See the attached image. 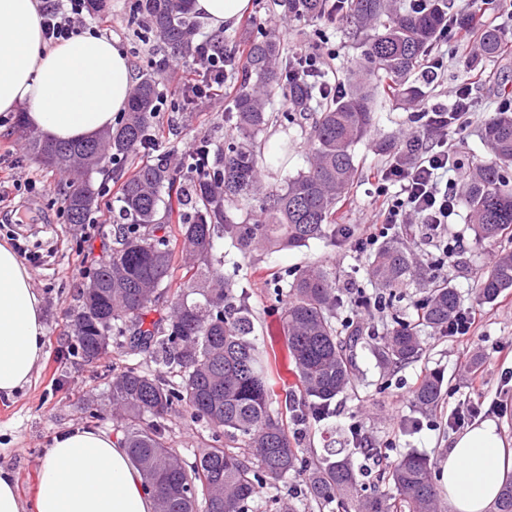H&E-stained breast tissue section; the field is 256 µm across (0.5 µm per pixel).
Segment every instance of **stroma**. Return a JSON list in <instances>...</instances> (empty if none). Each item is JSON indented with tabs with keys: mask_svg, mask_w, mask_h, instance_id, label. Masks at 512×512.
I'll list each match as a JSON object with an SVG mask.
<instances>
[{
	"mask_svg": "<svg viewBox=\"0 0 512 512\" xmlns=\"http://www.w3.org/2000/svg\"><path fill=\"white\" fill-rule=\"evenodd\" d=\"M135 6L136 0H103L102 8L88 17L87 28L120 42L133 78L146 73L158 76L165 100L156 115L153 148L140 152V159L168 154L181 160L184 144L193 138L223 145L225 135L232 130L226 119L232 107L230 97L219 91L211 100L182 106L181 89L189 70L160 71L156 39H145L132 22ZM471 11L482 13L486 25L506 32L505 54L498 61L485 62L471 57L466 42L453 37L438 40L433 55L441 60L442 68L437 80L426 87L427 98L447 105L457 90L468 89L478 109L471 123L448 127V145L458 160L449 177L458 184L464 183L473 167L494 162L482 138L484 121L500 108L499 87L504 85L512 91V0H448L449 14ZM249 14V19L225 29L226 46L240 47L245 33L260 37L273 31L279 34L285 53L304 47L326 55L329 76L337 84L347 85L361 54L359 40L349 27L323 20L290 19L274 0H252ZM375 112L374 127L355 148L359 165L356 182L336 208L340 224H372L376 212L372 184L377 171L389 164L380 144L390 138L406 139L417 129L413 110L402 109L396 98L379 96ZM308 133V128L296 125L285 129L275 123L268 128V138L288 139V160L282 175L308 167ZM64 183L62 173L46 169L31 156L24 135L15 126L14 113L0 112V241H19L31 254L27 267L32 285L43 299L45 324V355L38 371L16 395L0 396V470L13 477L24 500L32 497L40 462L59 434L81 428L119 435L108 400L111 372L126 368L158 374L165 371L150 352L130 351L117 337L112 338L107 354L94 363L73 354L76 339L69 320L79 309L87 271L112 243L114 226L107 205L115 201L118 186L106 182V206L93 214L95 229L89 232L67 222L61 194ZM15 209L30 215L31 223H10ZM411 230L417 260L430 274L447 279L457 289L462 307L476 313L477 325L464 337L422 329L423 355L419 361L394 370L379 368L372 352L378 336L394 319L417 318L416 306L425 290L416 282L398 289L373 319L361 322L363 338L356 349L354 388L336 398L328 417L296 422L299 383L292 374L283 375L275 384L274 408L307 462L320 460L328 443L344 445L356 428L384 461L416 452L430 459L433 474H440L448 446L456 436L448 426V416L465 400L478 405L480 419L494 420L506 442L512 443V290L492 303L481 302L476 293L480 273L501 250L512 246V241L476 242L461 207L449 218L442 243L423 240L420 225H412ZM446 246L453 249L452 258H445L442 249ZM313 262L329 265L336 274L337 323H345L352 316L354 288L364 289L366 296H377L368 254L355 252L343 240H316L303 248L272 253L243 268L250 282L248 303L257 326L273 324L278 317L271 280ZM435 371L443 377V397L437 413L429 415L416 408L413 391L424 373ZM165 427L171 448L183 456H192L210 443L205 423L190 421L181 413L169 415ZM293 485L289 479L257 487L250 512H282L288 503L295 512H341L334 506L321 509L314 501L291 498Z\"/></svg>",
	"mask_w": 512,
	"mask_h": 512,
	"instance_id": "1",
	"label": "stroma"
}]
</instances>
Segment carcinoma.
Listing matches in <instances>:
<instances>
[{
	"mask_svg": "<svg viewBox=\"0 0 512 512\" xmlns=\"http://www.w3.org/2000/svg\"><path fill=\"white\" fill-rule=\"evenodd\" d=\"M296 20L328 18L361 35L362 62L358 80L343 94L325 93L322 79L284 81L298 68L283 55L279 36L268 32L246 44L232 99L231 141L209 152V177L190 185L171 168L165 155L127 169L154 135L161 98L160 82L144 75L134 86L128 111L116 126L78 143L54 142L35 130L26 131L30 151L49 169L67 175L63 187L66 219L88 224L99 207L95 176L122 181L113 246L87 274L81 305L69 321L76 352L87 362L105 354L100 341L124 338L130 348L153 349L163 365L178 373L173 385L159 374L135 368L114 372L109 383L112 413L120 420L123 446L144 484L156 492V512H247L256 485L302 474L304 495L321 504L354 503L355 512H398L396 501L381 493L359 496V475L350 456L328 457L310 466L294 447L288 428L272 411L273 364L282 363L303 391L306 417L330 413L333 400L353 387L356 348L362 330L342 335L336 327V275L318 263L274 279L281 304L276 325L265 328L266 342L253 338L255 323L246 305V284L224 276V252L216 238L227 240L242 264L260 254L300 248L314 240L336 238V204L352 187L356 145L371 130L373 102L389 89L413 104L425 96L416 74L430 57L439 31L448 21L442 0L422 10L400 0H277ZM141 29L155 34L175 55L193 54L198 24L190 0H137ZM478 50L493 58L503 51L499 32L481 29ZM279 94L287 117L298 124L318 107L309 132L312 160L307 170L261 191L262 168L282 162L288 144L258 145L272 115L271 98ZM483 137L497 161L479 165L463 185L461 202L480 241L512 235V189L506 173L512 166V112H494L485 121ZM393 163L409 158L406 145L385 143ZM255 201L264 221L250 224L236 215L239 205ZM180 227L181 251L192 266L188 279L170 299L164 318L147 321L168 292L172 262L168 225ZM378 287L403 288L423 278L413 254L397 240L378 248L370 258ZM479 297L494 301L512 289V250H503L477 282ZM415 323L401 322L374 346L377 363L398 368L423 353L419 328L448 329L460 307L457 290L446 280L431 278ZM282 344L269 359L266 347ZM443 379L426 375L414 394L423 413L435 411ZM180 411L204 422L213 444L184 459L167 444L163 419ZM382 478L391 484L408 512H440L441 491L432 478L430 460L407 453L393 461ZM494 512H512V480L502 483Z\"/></svg>",
	"mask_w": 512,
	"mask_h": 512,
	"instance_id": "cac0c4a2",
	"label": "carcinoma"
}]
</instances>
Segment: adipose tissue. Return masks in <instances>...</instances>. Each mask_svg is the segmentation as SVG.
I'll return each instance as SVG.
<instances>
[{
	"label": "adipose tissue",
	"mask_w": 512,
	"mask_h": 512,
	"mask_svg": "<svg viewBox=\"0 0 512 512\" xmlns=\"http://www.w3.org/2000/svg\"><path fill=\"white\" fill-rule=\"evenodd\" d=\"M39 0H0V112L23 111L26 124L57 141L96 135L125 111L132 80L117 41L89 32L56 45L43 39ZM251 0H193L214 30L235 25ZM45 328L31 276L8 243H0V395L31 379L42 358ZM512 473V448L495 421L460 433L441 471L454 512H488ZM126 448L111 434L75 430L57 437L38 471L34 495L23 501L0 472V512H154Z\"/></svg>",
	"instance_id": "1"
}]
</instances>
